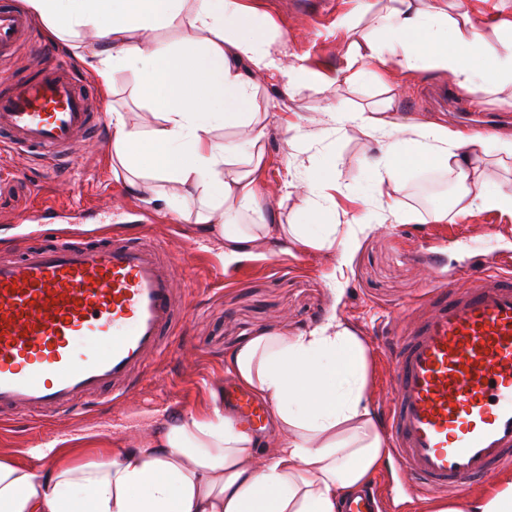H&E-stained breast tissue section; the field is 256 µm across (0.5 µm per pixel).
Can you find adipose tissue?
<instances>
[{
  "instance_id": "obj_1",
  "label": "adipose tissue",
  "mask_w": 512,
  "mask_h": 512,
  "mask_svg": "<svg viewBox=\"0 0 512 512\" xmlns=\"http://www.w3.org/2000/svg\"><path fill=\"white\" fill-rule=\"evenodd\" d=\"M23 0L27 14L64 39L80 32L103 91L117 73L136 66L143 96L158 121L150 129L116 112L111 121L112 162L133 194L150 180L172 183L168 197L196 214L224 242L233 262L271 241L323 250L335 247L338 225L323 223L334 180L330 169L308 168L304 187L312 221L285 225L257 211L266 125L246 106L257 77L295 83L304 67L267 49L265 24L242 0ZM190 26L175 45L156 30ZM490 60L480 69L476 59ZM391 68L405 73L440 69L465 92L495 95L512 89V31L488 40L481 21L448 0H391L327 86L355 85ZM327 121L369 140L364 162L374 177L378 212L359 232L414 213L403 200L404 172L436 168L458 183L449 212L495 209L512 215V186L486 188L490 161L512 159V140L466 134L435 122L400 124L387 110L338 112ZM244 127L241 141L217 142V125ZM242 387L273 406L281 442L261 455L256 436L224 413L213 394L208 412L182 411L147 439H128L98 464L56 462L35 473L0 461V512H339L343 498L369 482L386 458L383 431L367 397L369 353L341 321L288 334L264 331L244 338L224 357ZM429 512H512V476L499 479L473 502H437Z\"/></svg>"
}]
</instances>
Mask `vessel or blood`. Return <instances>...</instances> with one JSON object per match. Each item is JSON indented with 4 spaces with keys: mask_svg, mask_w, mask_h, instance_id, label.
Segmentation results:
<instances>
[{
    "mask_svg": "<svg viewBox=\"0 0 512 512\" xmlns=\"http://www.w3.org/2000/svg\"><path fill=\"white\" fill-rule=\"evenodd\" d=\"M32 22L0 0V59L31 46ZM104 115L93 88L54 62L0 89V141L56 168L96 137ZM392 331V393L383 422L405 484L422 496H456L512 467V252L445 277ZM177 263L163 240L123 232L57 239L0 254V419L82 414L88 398L127 396L165 358L184 315ZM242 424L267 408L224 388Z\"/></svg>",
    "mask_w": 512,
    "mask_h": 512,
    "instance_id": "vessel-or-blood-1",
    "label": "vessel or blood"
}]
</instances>
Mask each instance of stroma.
I'll list each match as a JSON object with an SVG mask.
<instances>
[{"label":"stroma","instance_id":"1","mask_svg":"<svg viewBox=\"0 0 512 512\" xmlns=\"http://www.w3.org/2000/svg\"><path fill=\"white\" fill-rule=\"evenodd\" d=\"M269 22L266 38L273 51L301 60L306 75L295 86L275 76L261 82L248 111L267 125L266 167L258 200L274 208L281 223L302 224L306 194L284 188L286 175L302 179V163L332 157L341 190L334 195V219H371L376 201L372 176L363 162L367 139L352 130H336L323 121L326 107L347 112L377 107L392 98L391 117L397 122L430 120L461 128L460 113L503 115L498 132L512 135V93L472 103L469 95L449 92L448 108L434 101L435 90L448 76L425 70L409 76L390 71L383 81L326 87L324 79L341 67L361 35L372 33L374 18L387 0H245ZM99 108L126 113L143 126L155 124L149 103L141 96L135 71L119 74ZM301 122L310 138L297 149L285 142L288 123ZM450 178L435 169L408 171L404 195L420 213L447 204ZM56 208L53 223H15L19 212ZM459 236L438 239L436 227L416 222H389L374 231L345 239L334 249L267 248L236 263H226L221 241L207 240L194 218L176 213L173 203L128 194L112 170L108 139L84 146L71 173L52 171L26 154L0 151V249L71 234L73 226L89 227L100 236L120 226L133 233L163 238L171 244L180 268L179 287L187 298L178 357L163 360L139 390L99 410L67 421L49 419L16 423L0 430V460L40 472L57 460L77 464L101 462L105 451L129 434L152 431L181 410L202 412L209 407L207 386L224 374V356L244 337L262 330L296 333L339 314L372 356L369 395L372 409L390 395L393 370L380 345L387 318L402 314L406 305L429 289L426 271L408 259V252L439 250L452 265L494 249L512 248V215L474 211L456 216ZM336 275L340 293L329 287ZM381 492L386 512H423L429 501L410 498L402 474L386 458L370 480Z\"/></svg>","mask_w":512,"mask_h":512}]
</instances>
